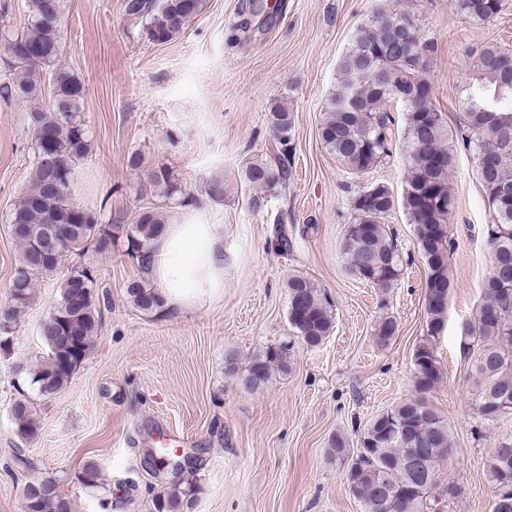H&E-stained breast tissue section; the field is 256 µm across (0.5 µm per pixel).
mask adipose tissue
I'll list each match as a JSON object with an SVG mask.
<instances>
[{"label": "adipose tissue", "instance_id": "1", "mask_svg": "<svg viewBox=\"0 0 512 512\" xmlns=\"http://www.w3.org/2000/svg\"><path fill=\"white\" fill-rule=\"evenodd\" d=\"M226 262L222 225L170 224L152 245L145 277L172 312L193 305L202 291L220 294Z\"/></svg>", "mask_w": 512, "mask_h": 512}]
</instances>
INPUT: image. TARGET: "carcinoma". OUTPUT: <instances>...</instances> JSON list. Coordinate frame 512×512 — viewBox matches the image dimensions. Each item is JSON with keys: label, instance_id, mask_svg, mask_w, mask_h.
I'll list each match as a JSON object with an SVG mask.
<instances>
[{"label": "carcinoma", "instance_id": "obj_1", "mask_svg": "<svg viewBox=\"0 0 512 512\" xmlns=\"http://www.w3.org/2000/svg\"><path fill=\"white\" fill-rule=\"evenodd\" d=\"M205 0H124V14L141 24L153 43H167L180 35L201 13ZM456 12L479 24L497 19L506 0H454ZM31 18L27 31L7 37L13 49L7 66L11 81L0 88L7 97L33 104L29 122L33 136L30 185L13 204L9 232L20 248V259L10 285V323H15L34 297L36 282L72 260L58 299L39 324L45 348L29 370L37 394L50 397L64 389L80 367L81 359L63 368L58 354L76 340L88 354L110 306L109 293L100 289L96 275L82 272L84 253H99L121 241L136 260L151 250L164 231L162 210L146 207L135 220L97 214L72 201L77 165L90 154L91 141L81 112V82L59 64L62 0H28ZM437 46L421 39L416 18L385 0L367 21L356 28L352 42L336 68V81L322 107L319 137L326 150L348 174L361 177L392 157L401 142L407 173L401 198L383 183L369 186L365 197H352L353 219L344 226L340 253L352 276L386 292L402 279L406 260L385 219L402 205L427 271L426 335L444 328L451 280L448 259L454 241L448 224L455 207L451 185L454 137L448 134L442 113L433 104L429 73ZM470 81L464 88L458 136L476 162V176L489 208L490 223L484 242L490 271L476 321L478 336L472 349L470 378L479 419L496 424L512 416V47L490 43L470 53ZM403 106L402 118L390 106ZM274 143L260 157L244 165V180L261 199L279 196L292 177V137L295 123L284 102L269 110ZM127 167L138 171L171 199L180 193L169 169L146 168L144 156L127 155ZM68 228L62 253L55 254L53 229ZM288 320L303 344L315 347L329 335L333 309L328 297L307 278H288ZM132 304L144 313L163 309L153 285L134 279L126 285ZM397 323L384 318L375 325L377 342L385 345L395 336ZM290 348L267 346L253 353L243 367L228 358V372L246 389L268 383L275 372L288 370ZM443 372L431 347L422 344L414 354L413 394L375 416L350 452L343 437L331 443L336 458L345 461L349 494L364 512H432L447 507L446 499L461 495L453 483L437 490L439 474L454 453L453 432L430 396ZM12 413L17 436L27 441L36 435L33 403L25 396L15 400ZM414 448L427 449L423 475L405 466ZM485 476L495 503L493 512H512V439L495 443L486 457ZM196 495L190 480L174 486L153 501V512H182Z\"/></svg>", "mask_w": 512, "mask_h": 512}]
</instances>
